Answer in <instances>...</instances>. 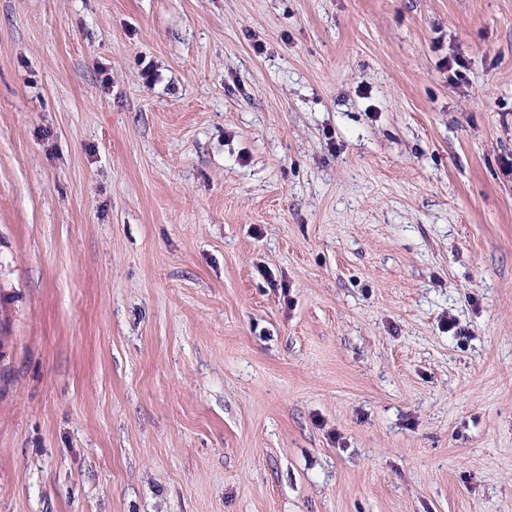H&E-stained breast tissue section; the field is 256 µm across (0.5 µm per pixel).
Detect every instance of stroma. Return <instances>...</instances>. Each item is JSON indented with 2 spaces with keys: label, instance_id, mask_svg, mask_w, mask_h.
I'll return each mask as SVG.
<instances>
[{
  "label": "stroma",
  "instance_id": "obj_1",
  "mask_svg": "<svg viewBox=\"0 0 512 512\" xmlns=\"http://www.w3.org/2000/svg\"><path fill=\"white\" fill-rule=\"evenodd\" d=\"M510 159L512 0H0V512H512Z\"/></svg>",
  "mask_w": 512,
  "mask_h": 512
}]
</instances>
